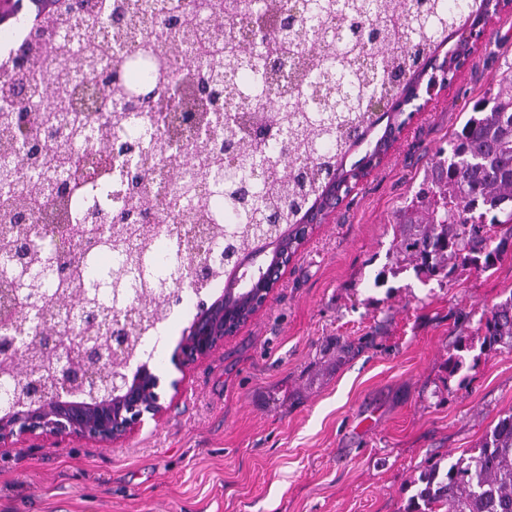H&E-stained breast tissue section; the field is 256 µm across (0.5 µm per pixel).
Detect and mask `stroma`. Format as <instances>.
Masks as SVG:
<instances>
[{
  "mask_svg": "<svg viewBox=\"0 0 512 512\" xmlns=\"http://www.w3.org/2000/svg\"><path fill=\"white\" fill-rule=\"evenodd\" d=\"M505 34L512 8L316 226L265 310L182 369L171 356L191 320L171 325L150 364L158 420L112 444L0 447V512H407L421 474L477 447L512 412V350L483 347L479 325L512 296V245L490 270L424 282L395 249L393 219L495 90Z\"/></svg>",
  "mask_w": 512,
  "mask_h": 512,
  "instance_id": "35a3bbf8",
  "label": "stroma"
}]
</instances>
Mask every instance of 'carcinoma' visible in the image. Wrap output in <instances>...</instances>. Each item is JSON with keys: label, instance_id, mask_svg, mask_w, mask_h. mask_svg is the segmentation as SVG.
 I'll return each mask as SVG.
<instances>
[{"label": "carcinoma", "instance_id": "cac0c4a2", "mask_svg": "<svg viewBox=\"0 0 512 512\" xmlns=\"http://www.w3.org/2000/svg\"><path fill=\"white\" fill-rule=\"evenodd\" d=\"M33 15L10 20L30 36L15 48L18 79L0 90V137L12 161L0 180V253L13 258L4 273L15 288L12 335L25 323L21 356L39 377L52 359L31 336L90 332L47 317L65 311L94 284L86 305L112 312L95 337L128 336L126 350L99 377L121 371L138 355L142 334L224 268V307L244 295L238 269L251 264L259 238L273 250L305 238L306 211L321 217L332 188L344 182L345 160L378 123L372 101L394 103L417 87L425 64L466 14L494 8L492 0H168L164 15L148 16L138 0H32ZM257 22L251 44L232 29ZM139 40L133 55L102 57L98 27ZM54 37L61 62L45 64L37 45ZM185 42L194 53L180 55ZM306 61L301 77L279 93L278 55ZM98 86L94 110L76 106V75ZM190 106L197 125L184 145L170 140L155 112L164 96ZM167 162L172 193L146 191L148 160ZM50 205L71 227L63 248L38 223ZM207 223L209 250L183 252L179 224ZM396 249L419 274L449 276L448 266L495 265L512 239V65L495 92L478 99L461 130L439 146L412 199L395 215ZM484 342L512 349V298L482 324ZM423 512H512V413L499 417L478 448L444 472L423 473Z\"/></svg>", "mask_w": 512, "mask_h": 512}]
</instances>
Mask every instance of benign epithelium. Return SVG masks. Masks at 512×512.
<instances>
[{"mask_svg": "<svg viewBox=\"0 0 512 512\" xmlns=\"http://www.w3.org/2000/svg\"><path fill=\"white\" fill-rule=\"evenodd\" d=\"M266 288L247 289L249 303L263 310L277 287L284 269L282 255L267 256L260 265ZM221 307L217 302L204 306L186 329L173 352V364L184 368L208 356L233 336L242 326L239 317H226L216 313ZM44 342L56 347L60 362L52 388L35 378L28 366L13 372L14 379L23 388L19 402L0 408V446L13 444L24 437H53L56 439L78 436L100 443L112 444L124 439L145 423L161 417L165 406L161 400L153 405L144 401L145 394L160 387L159 376L148 366L140 364L132 372L114 376L87 394L83 391V371L77 369L73 359H65V351L56 337L47 336ZM86 364L102 365L106 357L97 352L93 338L85 337L78 344Z\"/></svg>", "mask_w": 512, "mask_h": 512, "instance_id": "1", "label": "benign epithelium"}]
</instances>
